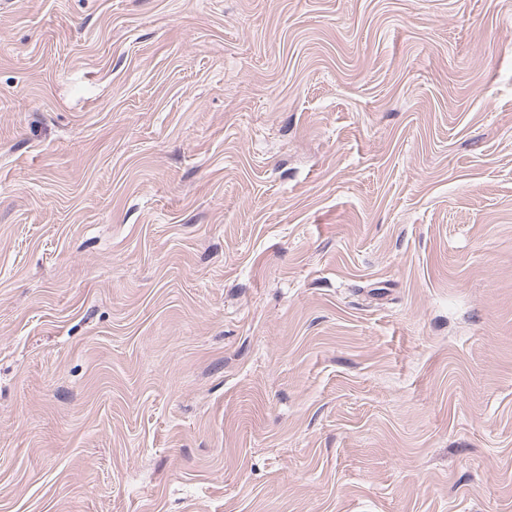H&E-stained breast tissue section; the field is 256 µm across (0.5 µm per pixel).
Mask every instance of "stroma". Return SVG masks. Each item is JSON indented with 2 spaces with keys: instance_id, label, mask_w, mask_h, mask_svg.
I'll use <instances>...</instances> for the list:
<instances>
[{
  "instance_id": "obj_1",
  "label": "stroma",
  "mask_w": 512,
  "mask_h": 512,
  "mask_svg": "<svg viewBox=\"0 0 512 512\" xmlns=\"http://www.w3.org/2000/svg\"><path fill=\"white\" fill-rule=\"evenodd\" d=\"M0 512H512V0H0Z\"/></svg>"
}]
</instances>
